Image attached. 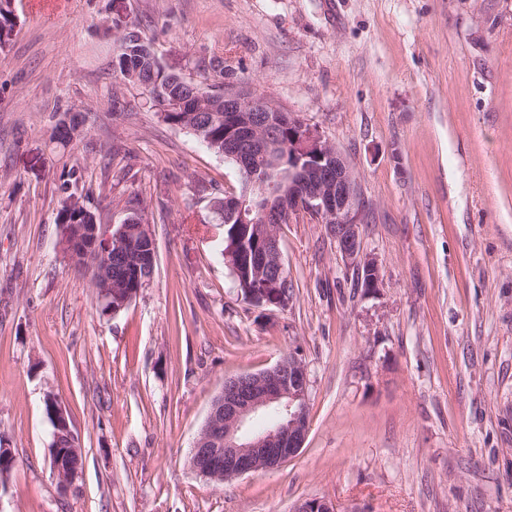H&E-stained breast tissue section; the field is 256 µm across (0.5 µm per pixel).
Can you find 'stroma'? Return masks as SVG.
I'll use <instances>...</instances> for the list:
<instances>
[{
  "instance_id": "stroma-1",
  "label": "stroma",
  "mask_w": 512,
  "mask_h": 512,
  "mask_svg": "<svg viewBox=\"0 0 512 512\" xmlns=\"http://www.w3.org/2000/svg\"><path fill=\"white\" fill-rule=\"evenodd\" d=\"M0 50V512H512V0H14ZM166 70L300 115L369 205L368 292L327 225H282L284 308L237 295L206 230L235 164L112 69L115 22ZM75 120L69 144L51 138ZM76 184H68L69 173ZM131 209L154 276L117 314L61 253L72 196ZM305 365L309 431L272 471L213 483L190 450L227 378ZM83 455L61 489L46 396Z\"/></svg>"
}]
</instances>
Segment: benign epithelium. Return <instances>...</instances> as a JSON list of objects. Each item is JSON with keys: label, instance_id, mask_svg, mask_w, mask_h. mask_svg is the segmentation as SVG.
Here are the masks:
<instances>
[{"label": "benign epithelium", "instance_id": "1", "mask_svg": "<svg viewBox=\"0 0 512 512\" xmlns=\"http://www.w3.org/2000/svg\"><path fill=\"white\" fill-rule=\"evenodd\" d=\"M282 109L266 96L237 85H224V123L230 136L225 145L227 159L235 163L240 178L269 195V202L256 210H245L242 200H224V212L257 213L250 221L255 232L256 260L266 262L281 255L279 215L272 209L277 191L255 180L254 151L266 153L276 146L274 130ZM288 127L295 130L288 144V193L293 205L289 217L307 215L328 225L329 233L340 254L356 263L357 279L369 276L368 290L381 286L378 264L362 256L359 224L366 207L358 177L343 152L323 140L306 125L298 123L295 113H288ZM80 224H62V249L67 261L77 267L93 269V286L103 304L112 297L125 294L130 303L134 292L112 286L108 269L112 255L126 251L128 239L112 232V225L97 223L96 215L83 209ZM247 303L257 307H285L288 302L280 294L279 280L265 281L259 288H245ZM273 411L278 423L258 432L249 429L253 419ZM53 470L60 486L74 482L70 461L80 457L78 436L68 422V412L59 401L51 409ZM309 430L308 379L304 365L295 357L280 361L274 367L245 373L224 381V387L214 399L203 429L193 443L192 469L211 481L243 476L259 470H273L297 456ZM295 512H334L332 503L311 499L301 503Z\"/></svg>", "mask_w": 512, "mask_h": 512}]
</instances>
